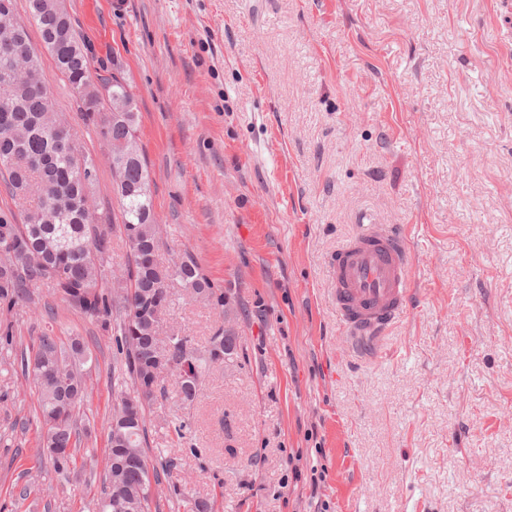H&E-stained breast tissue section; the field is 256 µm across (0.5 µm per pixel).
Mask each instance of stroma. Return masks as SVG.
<instances>
[{
  "label": "stroma",
  "mask_w": 512,
  "mask_h": 512,
  "mask_svg": "<svg viewBox=\"0 0 512 512\" xmlns=\"http://www.w3.org/2000/svg\"><path fill=\"white\" fill-rule=\"evenodd\" d=\"M98 73L138 97L161 263L192 255L223 308L173 288L166 327L233 361L202 396L146 413L150 512H512V0H64ZM91 206L117 205L108 145ZM407 226L412 317L387 359L339 346L327 260L361 214ZM24 344L81 337L97 460L116 393L112 335L31 287ZM0 363V512H94L103 471L39 462L38 403ZM186 424L185 437L174 427ZM52 484L51 497L19 492Z\"/></svg>",
  "instance_id": "obj_1"
}]
</instances>
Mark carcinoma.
I'll return each mask as SVG.
<instances>
[{
  "mask_svg": "<svg viewBox=\"0 0 512 512\" xmlns=\"http://www.w3.org/2000/svg\"><path fill=\"white\" fill-rule=\"evenodd\" d=\"M38 31L55 68L76 93L80 112L76 120L94 126L110 146L112 194L119 214L90 217L85 209L98 175L97 159L82 151L70 158L62 144L79 146L77 124L52 111L50 81L41 65H25L27 81L8 89L18 105L0 103L6 128H0V159L15 154L13 164L0 169V190L15 208L0 209V235L19 239L13 250L0 255V350H10L13 310L32 303L30 286L51 284L71 308L112 332L124 354L123 367L132 381V391L123 392L113 408L107 437L105 486L95 512H113L112 502L121 501L124 512H150L147 490L160 475L171 476L178 467L168 458L161 468L147 463L145 412L156 397L148 379L155 366L156 327L153 314H165L170 293L167 282H176L197 298L224 308V290L216 287L192 256L179 266H163L157 260L161 245V220L154 209L151 171L139 138L138 99L120 71L103 77L92 71L87 45L76 31L59 0H28V23H17L15 49L32 48L28 26ZM93 171L83 181L78 165ZM129 248L134 288L108 278L105 264L112 254L115 229ZM142 309L146 316L135 325L127 322V306ZM234 336L220 327L203 352L189 336H176L167 349L171 376L181 398L195 401L213 369L224 365V345ZM88 360L83 341L73 336L62 343L53 332L37 337L36 346L22 347L10 365L20 363L21 374L37 394L42 445L54 472L64 477L71 469L94 470L95 455L83 450L88 431H80L77 408L88 395L81 366ZM134 397V419L121 423Z\"/></svg>",
  "mask_w": 512,
  "mask_h": 512,
  "instance_id": "carcinoma-1",
  "label": "carcinoma"
}]
</instances>
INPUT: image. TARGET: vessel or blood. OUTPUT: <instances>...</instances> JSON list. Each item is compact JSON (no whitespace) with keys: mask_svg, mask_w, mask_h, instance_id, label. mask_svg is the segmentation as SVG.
Masks as SVG:
<instances>
[{"mask_svg":"<svg viewBox=\"0 0 512 512\" xmlns=\"http://www.w3.org/2000/svg\"><path fill=\"white\" fill-rule=\"evenodd\" d=\"M415 250L407 228L362 218L328 261L329 301L354 357L375 362L394 327L410 314Z\"/></svg>","mask_w":512,"mask_h":512,"instance_id":"obj_1","label":"vessel or blood"}]
</instances>
